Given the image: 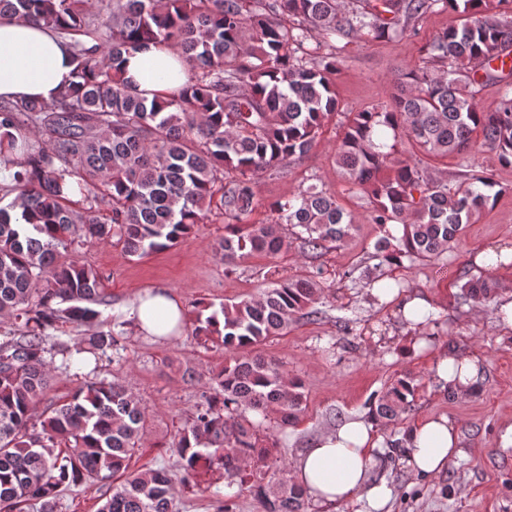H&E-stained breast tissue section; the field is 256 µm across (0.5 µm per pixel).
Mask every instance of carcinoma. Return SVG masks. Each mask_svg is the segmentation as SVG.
Returning a JSON list of instances; mask_svg holds the SVG:
<instances>
[{
    "label": "carcinoma",
    "instance_id": "cac0c4a2",
    "mask_svg": "<svg viewBox=\"0 0 512 512\" xmlns=\"http://www.w3.org/2000/svg\"><path fill=\"white\" fill-rule=\"evenodd\" d=\"M512 0H0V17L35 21L72 49L73 81L52 104L0 100V512H58L61 495L110 478L121 483L99 512H180L165 466L128 472L147 425L117 379L86 373L67 398L46 401L53 372L81 370L83 355L126 361L127 321L73 344L68 325L98 324L103 276L70 256L112 241L142 257L183 241L214 216L224 222V265L260 254L267 288L195 311L193 334L230 356L168 443L185 486L249 491L264 512H306L303 488L272 485L277 449L304 412V385L257 352L288 330L290 316L320 314L323 269L281 273L288 238L315 256L347 242L353 216L325 188L262 204L257 186L309 154L338 115L335 161L370 205L379 234L361 271L369 287L404 288L388 273L436 262L495 200L487 177L432 176L425 160L474 146L512 165ZM451 10L459 23L424 46L428 65L399 77L386 101L342 112L336 39L404 37L413 22ZM314 46H309V42ZM167 45L188 64L185 83L148 99L122 77L123 56ZM501 94L484 106L480 89ZM404 146L403 151L397 145ZM259 208L266 219L253 220ZM461 299L491 301L489 276L460 285ZM404 375L369 398L382 425L415 407ZM42 411H37L38 405Z\"/></svg>",
    "mask_w": 512,
    "mask_h": 512
}]
</instances>
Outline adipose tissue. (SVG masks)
<instances>
[{
  "instance_id": "adipose-tissue-1",
  "label": "adipose tissue",
  "mask_w": 512,
  "mask_h": 512,
  "mask_svg": "<svg viewBox=\"0 0 512 512\" xmlns=\"http://www.w3.org/2000/svg\"><path fill=\"white\" fill-rule=\"evenodd\" d=\"M122 67L127 80L149 97L169 92L186 80V63L164 46L125 55ZM73 69L69 46L42 24L0 17V98L53 102L71 82ZM126 312L139 335L163 341L178 336L183 321L179 299L164 288L136 292ZM480 372L478 357L444 354L435 361L433 380L465 397L473 391ZM458 443L457 428L448 418L418 424L410 433L409 471L423 478L442 474L458 455ZM379 451L371 424L355 419L320 434L297 457L293 477L314 502L360 503L366 512H383L392 490L386 482L369 480Z\"/></svg>"
}]
</instances>
